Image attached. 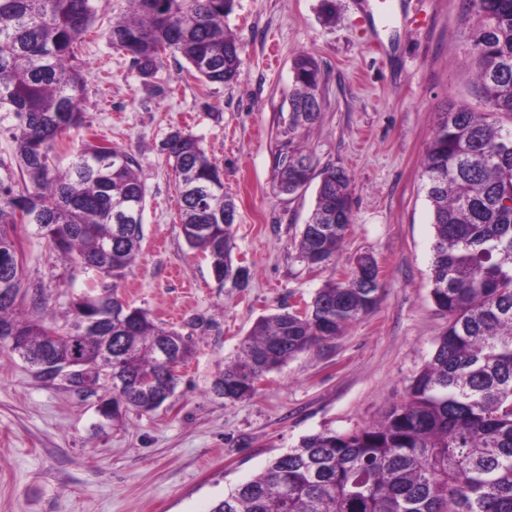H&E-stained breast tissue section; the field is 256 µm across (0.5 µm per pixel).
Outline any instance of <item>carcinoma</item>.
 Returning a JSON list of instances; mask_svg holds the SVG:
<instances>
[{"instance_id": "obj_1", "label": "carcinoma", "mask_w": 512, "mask_h": 512, "mask_svg": "<svg viewBox=\"0 0 512 512\" xmlns=\"http://www.w3.org/2000/svg\"><path fill=\"white\" fill-rule=\"evenodd\" d=\"M107 0H0V133L13 157L0 159V354L39 358L50 330L65 337L53 360L97 362L112 349L108 385L112 418L133 408L153 411L171 397L178 377L151 387L140 377L156 368L159 347L192 336L157 325L118 294L142 239L145 188L126 149L83 142L71 165L51 164L58 140L85 125L87 80L80 38ZM234 0H128L108 29L110 43L131 56L144 85L162 55H180L197 78L232 83L241 75L239 43L224 30ZM480 18L471 50L487 110L466 105L440 113L422 163L432 211L431 297L448 316L431 359L405 401L378 421L347 433L319 432L273 458L210 512H512V0H468ZM294 91L282 130L277 188L293 194L320 177L316 202L300 232L298 258L324 265L342 246L351 214L350 176L327 166H297L310 155L291 147L300 127L322 112L318 62L293 58ZM175 174L179 217L190 249L211 262L216 281L248 279L233 266V198L224 172L199 138L176 129L161 145ZM34 224L56 255L99 278L72 298L65 321L17 316L29 301L44 309L40 287L24 286L23 256L12 231ZM380 286L351 277L328 281L304 311L281 309L257 320L213 382L222 397L253 395L255 383L294 355L340 335L370 312ZM20 336L23 350L8 343Z\"/></svg>"}]
</instances>
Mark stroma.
I'll return each mask as SVG.
<instances>
[{"mask_svg": "<svg viewBox=\"0 0 512 512\" xmlns=\"http://www.w3.org/2000/svg\"><path fill=\"white\" fill-rule=\"evenodd\" d=\"M381 2L336 0L328 21L322 0H235L224 28L241 46L239 82H202L167 54L149 91L107 38L126 0H106L83 37L86 124L58 141L54 162L66 169L92 137L136 158L146 188L141 250L119 292L161 326L193 335V350L160 408L130 409L116 421L96 411L103 386L79 392L0 356V512H208L303 437L361 429L405 400L448 324L430 296L433 229L421 162L440 112L485 105L470 54L478 17L465 0H398L393 14ZM301 51L325 80L320 119L294 142L316 169L336 165L351 177V227L327 268L297 257L316 184L291 195L274 186ZM177 128L201 138L224 171L237 205L233 258L249 269L247 287L218 286L209 261L184 241L160 150ZM14 235L27 284L63 312L93 272L52 256L35 225H17ZM362 254L380 271L372 311L267 373L253 397L213 393L225 359L259 318L311 302Z\"/></svg>", "mask_w": 512, "mask_h": 512, "instance_id": "stroma-1", "label": "stroma"}]
</instances>
